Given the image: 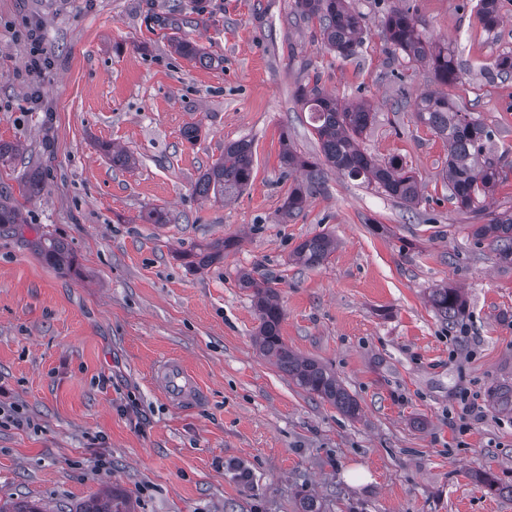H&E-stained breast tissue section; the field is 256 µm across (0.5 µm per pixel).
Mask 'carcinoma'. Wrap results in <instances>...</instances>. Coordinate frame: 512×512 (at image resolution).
<instances>
[{
    "label": "carcinoma",
    "instance_id": "1",
    "mask_svg": "<svg viewBox=\"0 0 512 512\" xmlns=\"http://www.w3.org/2000/svg\"><path fill=\"white\" fill-rule=\"evenodd\" d=\"M500 0H478L477 17L482 27L491 32L500 23ZM300 15L319 21L324 44L342 59L355 55L362 39L360 17L350 8L349 0H296ZM385 41L390 47L412 61L428 64L436 81L454 84L460 71L453 51L447 46L431 43L419 30L416 14L409 8H394L381 19ZM175 51L184 59L204 67L219 65V61L206 48L182 37L171 38ZM298 99L307 109L312 129L320 144L324 164L337 173L360 180L407 206L420 201L419 183L415 173L396 159L380 162L363 147V136L371 125L373 113L360 102L342 103L324 94L318 85L304 87ZM416 120L448 141V189L450 199L458 211L473 222V236L495 243L498 261L512 263V206L499 212L487 207L492 195L503 179V164L492 152L491 133L479 120L456 108L447 97L426 94L415 103ZM283 164L306 171V182L296 185L285 201L291 213L302 210L307 195L321 182V162L297 154L292 146L284 149ZM252 143L241 139L224 147V156L216 161L195 185L196 194L215 199L247 186L252 177ZM40 173L31 170L25 175L22 191L34 198L41 190ZM236 246L226 238L209 244L199 254L198 264L206 266L224 252ZM336 248L334 238L316 235L301 242L294 252L295 260L308 268L323 265ZM41 253L60 269L71 266L64 245L47 239L41 244ZM241 287L252 291L261 321L258 347L298 386L336 406L344 414L358 415L357 401L349 394L336 376L320 363L302 359L284 343L280 325L283 312L275 288L266 277L256 278L253 273L241 275ZM429 299L432 307L448 321H454L463 311L464 303L455 288H434ZM489 397L495 410L512 413V385L495 386ZM76 512H129L126 502L118 495L93 498Z\"/></svg>",
    "mask_w": 512,
    "mask_h": 512
}]
</instances>
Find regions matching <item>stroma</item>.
Returning a JSON list of instances; mask_svg holds the SVG:
<instances>
[{
	"mask_svg": "<svg viewBox=\"0 0 512 512\" xmlns=\"http://www.w3.org/2000/svg\"><path fill=\"white\" fill-rule=\"evenodd\" d=\"M477 0H352L364 43L347 60L322 43L295 0H0V196L19 209L0 224V506L38 501L74 512L105 489L132 512H512V414L487 398L512 385V264L477 240L449 199L448 145L417 122L424 94L448 96L492 132L506 164L494 205H512V0L487 32ZM411 7L425 37L448 44L460 78L437 82L386 44L380 20ZM39 25L43 73L30 70ZM204 46L217 66L176 54L171 36ZM319 85L365 102L363 146L418 174L408 207L325 169L303 209L284 202L304 181L285 145L319 157L299 88ZM195 124L199 134L186 140ZM253 142L250 184L224 200L199 197L200 175L226 143ZM111 145L137 163L114 167ZM39 170L28 199L22 177ZM163 209L169 223L146 219ZM326 233L324 265L294 259ZM67 247L59 270L38 252ZM232 238L222 261L193 254ZM273 277L281 336L334 373L357 400L351 418L306 393L257 346L260 319L242 272ZM460 289L448 325L431 289ZM183 359L207 397L167 403L158 361ZM477 408L463 410V393ZM491 474L497 490L477 481ZM41 253L59 269H68L71 266L69 253L59 241L53 239L44 240L41 244Z\"/></svg>",
	"mask_w": 512,
	"mask_h": 512,
	"instance_id": "obj_1",
	"label": "stroma"
}]
</instances>
